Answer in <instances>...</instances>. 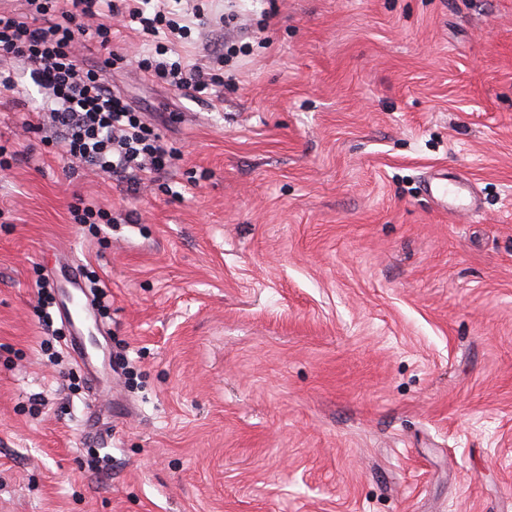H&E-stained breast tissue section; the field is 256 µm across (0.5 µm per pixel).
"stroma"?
Here are the masks:
<instances>
[{
  "mask_svg": "<svg viewBox=\"0 0 512 512\" xmlns=\"http://www.w3.org/2000/svg\"><path fill=\"white\" fill-rule=\"evenodd\" d=\"M196 4L184 61L242 45L219 99L121 18L76 47L183 154L138 195L25 128L24 63L0 98V512H512V0ZM49 245L108 294L95 389ZM149 60V59H148ZM149 69L153 68L155 75L175 86L186 89L190 96L201 98V96L210 94V90L219 78L216 74L205 73L202 67L185 65L179 58L174 61L163 59L161 61L146 62ZM431 176L425 181L423 188L427 195L436 197L441 207L450 213H468L472 207V194L470 185L465 179L436 181ZM70 213L78 224H117L112 216L101 208H97L92 204L82 200L71 207Z\"/></svg>",
  "mask_w": 512,
  "mask_h": 512,
  "instance_id": "stroma-1",
  "label": "stroma"
}]
</instances>
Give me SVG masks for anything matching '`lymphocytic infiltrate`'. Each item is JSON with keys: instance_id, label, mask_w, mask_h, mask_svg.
I'll return each instance as SVG.
<instances>
[{"instance_id": "1", "label": "lymphocytic infiltrate", "mask_w": 512, "mask_h": 512, "mask_svg": "<svg viewBox=\"0 0 512 512\" xmlns=\"http://www.w3.org/2000/svg\"><path fill=\"white\" fill-rule=\"evenodd\" d=\"M122 10L141 32H166L177 42L190 32L180 18L168 16L159 0H24L23 11L0 10V96L18 91V80L8 61H23L31 80L43 94L28 126L52 128L66 155L111 176L129 194L178 161L169 146L135 111L123 93L106 82L100 68L85 64L74 51L78 38L94 34L100 47H108L112 28L105 11ZM155 75L186 89L198 98L217 83L215 74L181 60L153 62Z\"/></svg>"}]
</instances>
